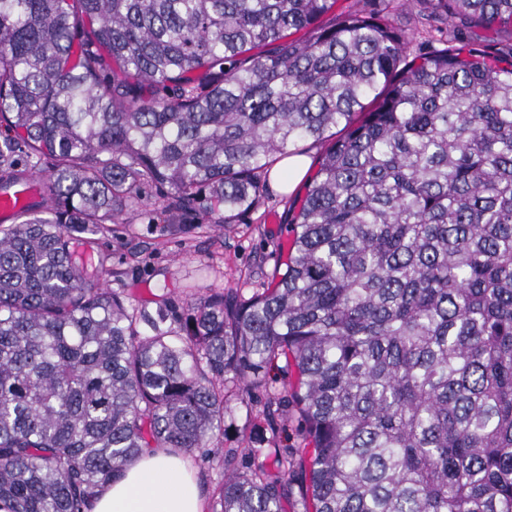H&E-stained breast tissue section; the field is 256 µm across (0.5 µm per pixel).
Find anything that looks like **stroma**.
I'll return each mask as SVG.
<instances>
[{
    "mask_svg": "<svg viewBox=\"0 0 512 512\" xmlns=\"http://www.w3.org/2000/svg\"><path fill=\"white\" fill-rule=\"evenodd\" d=\"M306 192L298 187L289 195L268 189L262 203L238 223L226 226L185 224L163 212L160 193L145 190L146 211L112 225L99 236L94 263L108 272L109 288L123 291L135 311L155 312L159 306L180 308L194 303L205 291L234 289L251 296L266 287L288 255V217ZM235 419L223 440L210 442L206 451L189 459L207 495L224 480L221 451L239 444L249 423L248 404L231 394Z\"/></svg>",
    "mask_w": 512,
    "mask_h": 512,
    "instance_id": "stroma-1",
    "label": "stroma"
}]
</instances>
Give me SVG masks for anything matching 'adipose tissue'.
Returning a JSON list of instances; mask_svg holds the SVG:
<instances>
[{"mask_svg":"<svg viewBox=\"0 0 512 512\" xmlns=\"http://www.w3.org/2000/svg\"><path fill=\"white\" fill-rule=\"evenodd\" d=\"M90 512H205V503L185 459L160 450L129 466Z\"/></svg>","mask_w":512,"mask_h":512,"instance_id":"obj_1","label":"adipose tissue"}]
</instances>
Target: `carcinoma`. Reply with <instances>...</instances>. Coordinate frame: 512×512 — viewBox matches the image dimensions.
Wrapping results in <instances>:
<instances>
[{
    "mask_svg": "<svg viewBox=\"0 0 512 512\" xmlns=\"http://www.w3.org/2000/svg\"><path fill=\"white\" fill-rule=\"evenodd\" d=\"M337 2L0 0V193L16 155L49 164L0 225V512H89L145 452L224 434L231 386L265 401L212 512H512V39L464 33H512V0H426L418 53L392 0ZM306 142L252 296L131 313L89 262L144 186L229 224ZM289 408L302 449L266 437Z\"/></svg>",
    "mask_w": 512,
    "mask_h": 512,
    "instance_id": "1",
    "label": "carcinoma"
}]
</instances>
